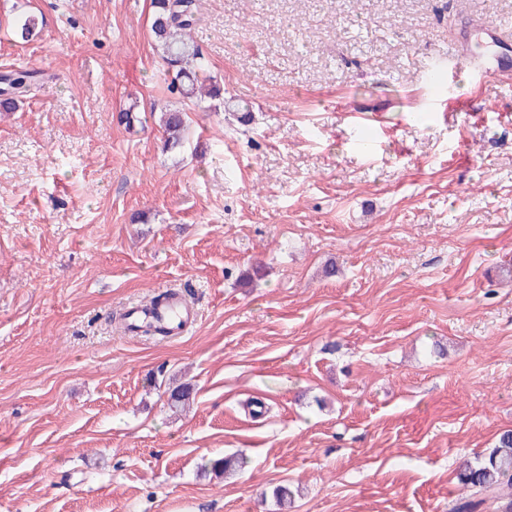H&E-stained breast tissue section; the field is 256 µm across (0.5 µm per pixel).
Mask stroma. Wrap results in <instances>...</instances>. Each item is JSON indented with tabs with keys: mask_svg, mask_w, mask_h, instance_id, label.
<instances>
[{
	"mask_svg": "<svg viewBox=\"0 0 512 512\" xmlns=\"http://www.w3.org/2000/svg\"><path fill=\"white\" fill-rule=\"evenodd\" d=\"M149 11L0 0V74H41L0 112V512H278L284 483L288 512H451L460 458L512 429V76L451 73L413 116L512 0H197L223 96L195 109ZM170 289L188 332L128 335ZM43 20L34 13H22L15 23V31L23 41H30L39 35ZM474 37L470 34L459 42L455 53L448 58V61L438 64L433 70L437 72L438 78L435 81L427 80V94L422 98V104L426 112H438L439 107L447 97V77L453 69L476 72L487 79L499 77L512 70V61L506 57L498 56L493 60H485L473 51L470 42ZM187 114L183 111H167L163 113L162 124L166 133L164 140L165 149L181 147L188 132Z\"/></svg>",
	"mask_w": 512,
	"mask_h": 512,
	"instance_id": "35a3bbf8",
	"label": "stroma"
}]
</instances>
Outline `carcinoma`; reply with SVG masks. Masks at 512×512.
Returning a JSON list of instances; mask_svg holds the SVG:
<instances>
[{"instance_id": "cac0c4a2", "label": "carcinoma", "mask_w": 512, "mask_h": 512, "mask_svg": "<svg viewBox=\"0 0 512 512\" xmlns=\"http://www.w3.org/2000/svg\"><path fill=\"white\" fill-rule=\"evenodd\" d=\"M150 33L167 71L172 74L170 88L182 97L199 103L216 97L219 89L205 87L199 77L209 79L208 66L196 46L191 31L196 22L195 0H151ZM43 20L34 13L18 16L15 31L24 41L39 35ZM39 72L28 69L11 70L0 75V109L10 112L19 98L27 96L37 84ZM166 133L164 148L182 146L188 132L187 114L183 111L163 113ZM190 386L183 383L172 388L169 405L178 410L189 403ZM246 465L242 458L224 457L211 463L215 470L230 474ZM458 482L469 491L459 499L453 512H512V431L500 434L497 446L487 453L467 459L457 471Z\"/></svg>"}]
</instances>
